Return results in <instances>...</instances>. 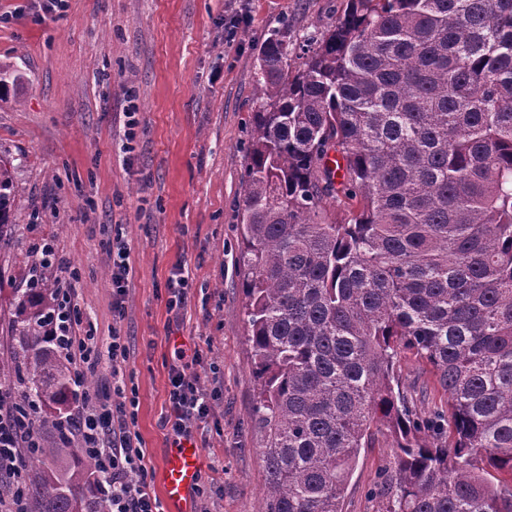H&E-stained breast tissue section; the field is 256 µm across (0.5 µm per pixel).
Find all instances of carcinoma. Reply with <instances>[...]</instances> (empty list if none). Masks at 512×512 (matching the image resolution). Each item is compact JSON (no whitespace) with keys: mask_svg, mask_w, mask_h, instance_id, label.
<instances>
[{"mask_svg":"<svg viewBox=\"0 0 512 512\" xmlns=\"http://www.w3.org/2000/svg\"><path fill=\"white\" fill-rule=\"evenodd\" d=\"M290 54L273 31L239 203L262 512H342L374 427L393 438L387 512H512V0H348L294 74ZM15 211L0 160V247ZM55 291L13 289L0 363L15 408L42 413L26 512H107L68 418L92 385L45 335ZM406 352L448 409L415 411Z\"/></svg>","mask_w":512,"mask_h":512,"instance_id":"obj_1","label":"carcinoma"}]
</instances>
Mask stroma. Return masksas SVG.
Instances as JSON below:
<instances>
[{"mask_svg":"<svg viewBox=\"0 0 512 512\" xmlns=\"http://www.w3.org/2000/svg\"><path fill=\"white\" fill-rule=\"evenodd\" d=\"M347 0H68L54 18L42 0H0V62L18 77L0 99V159L14 168L20 232L0 250V295L26 287L39 247L66 265L44 278L69 288L83 323L112 328L109 242L131 249L123 336L137 390V429L162 495L170 451L161 427L167 364L178 344L197 346L213 392L201 423L205 512H260L265 469L251 427L256 381L240 288L239 201L245 145L257 106L264 42L288 29L297 49L333 25ZM189 272L187 303L167 306L172 269ZM421 410L448 396L413 354L397 365ZM392 438L375 430L361 449L342 512H385Z\"/></svg>","mask_w":512,"mask_h":512,"instance_id":"35a3bbf8","label":"stroma"}]
</instances>
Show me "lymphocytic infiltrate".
<instances>
[{"mask_svg":"<svg viewBox=\"0 0 512 512\" xmlns=\"http://www.w3.org/2000/svg\"><path fill=\"white\" fill-rule=\"evenodd\" d=\"M80 317L70 289L59 291L46 334L58 352L75 367L80 378L108 372L112 391L93 393L76 407L72 417L86 455L104 477L102 493L109 512H162L150 491L152 469L148 467L137 430L138 405L135 389L125 381L127 347L120 323H113L110 338L81 333ZM212 410L208 389L201 375L176 350L168 366V389L162 427L174 446L194 441L197 423ZM32 437L29 420L0 398V512H24L18 497L19 457Z\"/></svg>","mask_w":512,"mask_h":512,"instance_id":"f902f5d3","label":"lymphocytic infiltrate"}]
</instances>
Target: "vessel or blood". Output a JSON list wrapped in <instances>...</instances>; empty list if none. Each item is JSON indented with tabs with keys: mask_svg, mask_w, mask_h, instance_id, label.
<instances>
[{
	"mask_svg": "<svg viewBox=\"0 0 512 512\" xmlns=\"http://www.w3.org/2000/svg\"><path fill=\"white\" fill-rule=\"evenodd\" d=\"M200 471L199 450L192 444L169 453L163 466L167 512H195L192 489Z\"/></svg>",
	"mask_w": 512,
	"mask_h": 512,
	"instance_id": "b4317fda",
	"label": "vessel or blood"
}]
</instances>
